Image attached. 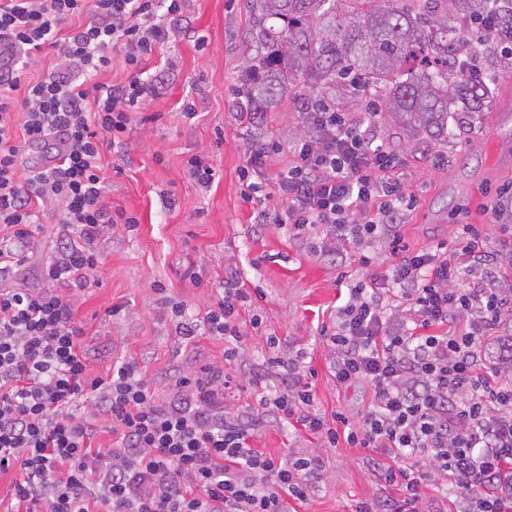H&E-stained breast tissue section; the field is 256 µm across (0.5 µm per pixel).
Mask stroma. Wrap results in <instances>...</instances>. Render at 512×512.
<instances>
[{"instance_id":"obj_1","label":"stroma","mask_w":512,"mask_h":512,"mask_svg":"<svg viewBox=\"0 0 512 512\" xmlns=\"http://www.w3.org/2000/svg\"><path fill=\"white\" fill-rule=\"evenodd\" d=\"M250 25L246 0H185L177 31L161 53L137 70L126 64L123 51H113L111 67L98 77L121 87L139 73L153 92L135 108L124 151L104 155L107 203L137 216L139 224L132 231L121 226L106 231L91 244L102 259L97 281L74 297L75 317L86 326L88 373L101 376L116 361L137 358L156 404H168L177 377L200 362L223 360L224 342L211 336L185 339L170 310L157 303L154 286L163 284L199 318L214 299L212 281L233 268L247 289L265 294L247 309L266 325L243 339L251 364L262 363L273 349L303 356L315 372L316 407L328 416L343 411L354 421L367 393L337 384L321 329L330 325L346 292L341 272L381 274L393 260L380 252L365 267L351 250L339 259L323 256L281 225L252 223L239 186L248 143L270 138L288 143L303 123L299 105L285 98L268 107L261 123L240 119L236 103L248 80ZM186 100L194 103L195 118L185 117ZM492 105L485 116H469L462 124L449 118L448 136L441 140L419 136L396 115L377 116L380 139L401 160L393 176L417 198L400 227L410 249L454 242L463 224L486 227L492 250L512 241V211L497 219L490 210L499 189L512 183V154L493 153L490 143L494 136L512 142V118H503L512 115V77L494 92ZM195 155L205 156L215 170L210 187L187 173ZM67 233L57 215L49 214L31 259L6 286H41L40 273ZM191 263L199 266L202 285L186 276ZM116 304L122 312L109 316L108 308ZM256 445L276 459L320 458L313 492L306 503L289 500L290 512H354L362 501L378 510L400 495L398 486L382 479L392 463L384 449L344 442L327 448L318 435L268 412L260 416Z\"/></svg>"}]
</instances>
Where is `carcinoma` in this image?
<instances>
[{
    "label": "carcinoma",
    "mask_w": 512,
    "mask_h": 512,
    "mask_svg": "<svg viewBox=\"0 0 512 512\" xmlns=\"http://www.w3.org/2000/svg\"><path fill=\"white\" fill-rule=\"evenodd\" d=\"M266 52L248 56L262 77L242 90L244 112H262L294 91L327 95L341 88L381 99L413 130L448 137V113L488 111L501 74L485 63L484 81L454 76L456 55L448 4L474 22L489 0H247ZM499 26L512 28V0H496Z\"/></svg>",
    "instance_id": "obj_1"
}]
</instances>
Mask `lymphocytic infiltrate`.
<instances>
[{
    "label": "lymphocytic infiltrate",
    "mask_w": 512,
    "mask_h": 512,
    "mask_svg": "<svg viewBox=\"0 0 512 512\" xmlns=\"http://www.w3.org/2000/svg\"><path fill=\"white\" fill-rule=\"evenodd\" d=\"M182 0H0V278L24 267L41 216L56 207L69 237L46 265L43 286L0 289V475L15 472L20 512H288L307 501L318 458H272L255 448L257 421L224 409L244 362L241 313L253 299L239 271L225 269L202 320L186 321L164 285L162 306L183 331L221 338L223 361L178 376L168 405L156 404L139 363L90 377L74 317L72 291L89 288L100 259L92 242L137 217L105 201V148L121 144L132 110L150 87L133 80L110 89L96 77L114 49L139 67L168 42ZM89 23L68 33V18ZM52 47L62 63L34 82L27 69ZM307 132L282 145L251 143L240 197L255 223L284 224L325 256L355 249L362 264L385 248V274L354 279L331 327L337 384L365 386L370 402L357 423L314 407L302 358L270 354L254 368L257 405L280 420L398 459L383 478L399 486L388 512H434L421 487L433 481L460 497L463 512H512V377L487 367L489 339L512 326V257L498 260L473 224L454 247L413 251L399 228L416 198L392 179L399 164L375 134L374 115L336 112L304 102ZM23 123H16V113ZM53 144L61 161L28 168V145ZM283 167H275L280 154ZM284 209H270L271 200ZM99 408L77 412L87 394ZM117 435L99 450V427Z\"/></svg>",
    "instance_id": "lymphocytic-infiltrate-1"
}]
</instances>
